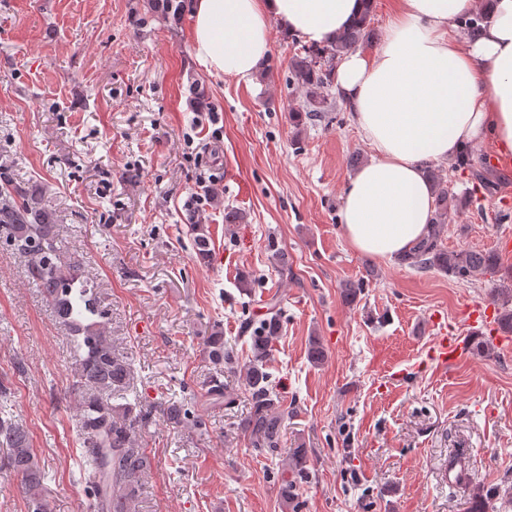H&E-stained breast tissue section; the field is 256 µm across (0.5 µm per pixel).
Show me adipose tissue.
<instances>
[{"mask_svg": "<svg viewBox=\"0 0 512 512\" xmlns=\"http://www.w3.org/2000/svg\"><path fill=\"white\" fill-rule=\"evenodd\" d=\"M366 0H192L191 42L208 72L254 80L278 24L308 45L349 28ZM486 14L481 35L454 21ZM336 84L372 156L343 196L342 231L357 251L393 259L428 232L432 162L492 138L512 157V0H395L372 55L345 54Z\"/></svg>", "mask_w": 512, "mask_h": 512, "instance_id": "1", "label": "adipose tissue"}]
</instances>
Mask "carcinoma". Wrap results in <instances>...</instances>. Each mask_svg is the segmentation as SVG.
<instances>
[{"label":"carcinoma","instance_id":"cac0c4a2","mask_svg":"<svg viewBox=\"0 0 512 512\" xmlns=\"http://www.w3.org/2000/svg\"><path fill=\"white\" fill-rule=\"evenodd\" d=\"M185 0H150L151 9L168 17L179 16ZM374 6L347 31L322 47H301L288 65V85L303 92V104L291 110L289 119L298 125L305 117H324L331 107L330 96L336 88V60L344 53L376 38L371 27ZM428 178L434 201L428 234L416 241L398 263L419 272L436 271L467 281L498 269V257L491 249L450 250L443 243L451 212L461 201L448 192V181L431 166ZM55 210L47 204L43 192L15 181L9 168L0 167V238L28 257V277L40 288L56 319L70 335L72 376L71 391L77 398L76 429L84 448L83 479L89 488L93 512H138L144 477L150 460L136 446L139 423L144 413L133 393L132 368L127 357L113 346L106 333V310L93 282L84 279L76 265L65 256L57 229ZM193 247L200 262L208 261L210 243L204 227L191 225ZM282 329V311L271 300L268 317L259 323L246 322L250 356L239 363L234 348L224 342V335L213 330L204 338L210 362L239 369L248 387L250 411L240 419L237 429L249 445L258 451H275L285 434V409L273 391L268 362L274 342ZM201 401L176 400L166 404L167 420L181 423L191 420L200 426V402L234 404L233 393L219 379L204 383ZM8 388L0 383V448L6 450L9 467L21 475L29 512H45L42 498L45 470L30 448L23 425L12 418L8 407ZM308 461L305 448L292 450L278 481L280 499L294 498L297 476L304 473ZM496 492H477L471 512H499Z\"/></svg>","mask_w":512,"mask_h":512}]
</instances>
